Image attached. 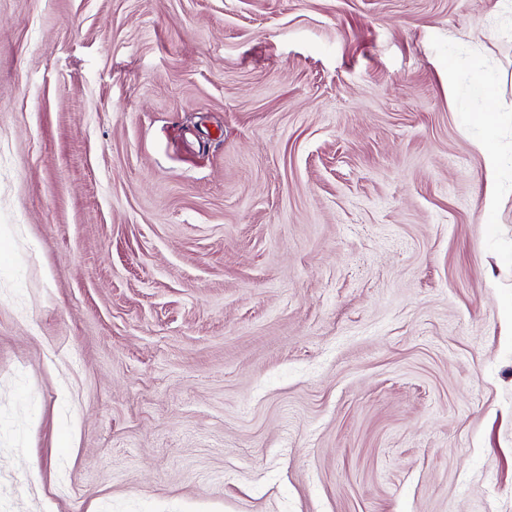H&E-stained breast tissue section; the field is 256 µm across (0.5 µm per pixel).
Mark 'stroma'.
<instances>
[{"label": "stroma", "mask_w": 512, "mask_h": 512, "mask_svg": "<svg viewBox=\"0 0 512 512\" xmlns=\"http://www.w3.org/2000/svg\"><path fill=\"white\" fill-rule=\"evenodd\" d=\"M0 512H512L500 0H0ZM496 112V108H489L486 109L485 112H481V115L479 117L480 123L483 125V127L489 134V138L483 144L480 145L484 157V201L485 208L487 211L492 210L499 196L500 188L499 176L501 168V159L491 141V134L497 122Z\"/></svg>", "instance_id": "1"}]
</instances>
